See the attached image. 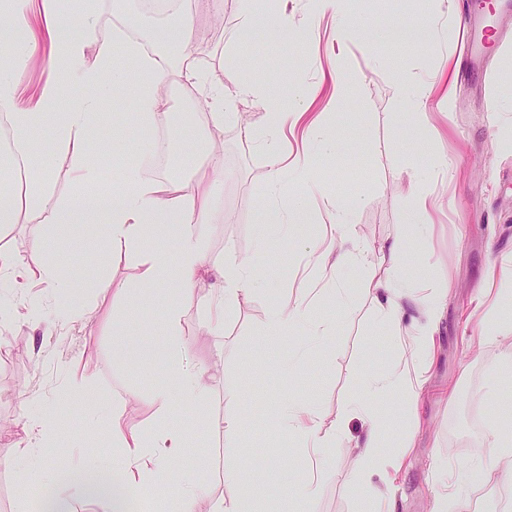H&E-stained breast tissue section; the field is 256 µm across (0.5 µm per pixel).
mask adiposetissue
Listing matches in <instances>:
<instances>
[{
	"mask_svg": "<svg viewBox=\"0 0 512 512\" xmlns=\"http://www.w3.org/2000/svg\"><path fill=\"white\" fill-rule=\"evenodd\" d=\"M75 12L83 20L81 26L70 27L67 12L61 0H0V113L6 115L14 133V148L10 161L16 167H30L34 158L44 150L65 156L72 179L89 185L100 177V170L87 162V156L99 149L95 129L101 120L99 104L110 86L135 82L132 107L144 124L165 122L168 111L156 93L165 82L168 62L166 50H176L184 62V75L195 81L196 71L191 63L198 34L191 15H183L172 26L157 30L151 47L123 36L117 39L101 37L95 21L97 0H73ZM46 36L50 48L61 56L63 67L34 94H26L22 79L30 70L38 52V36ZM95 49V62L86 59L88 49ZM81 86L83 94H72V86ZM206 102L208 125L212 132L224 128V108L229 101L253 96L263 99L267 112L263 129L253 131L268 154L270 164L269 186L280 191L284 170L278 135L282 128L299 120L305 104V94H298L290 109H283L278 97L268 95L264 86L253 79L238 81L234 89L205 87L200 91ZM216 185L212 182L185 181L167 183L142 180L138 169L127 171L121 184L114 187L109 198L89 197L86 204L55 195L48 178L32 180L28 185L26 202L16 196H0V224L19 223L21 215L36 213L39 221L33 230V244L43 247L59 230L76 224L96 222L104 225L113 244L138 245L149 228L172 227L180 243L176 264H169L163 252H144L145 282H153L159 274H167L179 289L197 288L204 272L215 265L207 250L205 224L215 215ZM405 237H394L388 247L391 261L386 276H379L377 265L363 254L343 248L327 246L319 249L316 257L322 267H341L355 262L366 268V285L373 290L379 316L390 325L400 343L420 364H427L432 348V330L441 315L445 289L434 288L419 293L409 274L403 273L398 258L404 250ZM218 266V265H215ZM223 283L211 293L214 309L213 326L224 325V308L240 298L253 294L258 286L250 265L228 262L218 266ZM414 301L422 311L426 323L411 333L401 327L399 312L404 301ZM167 345L163 359L173 368L185 396L194 401L204 400L206 387L202 371L196 361L190 342L181 333V314L178 306H170L165 316ZM497 345L503 361H512V324L504 322L496 304H489L481 314L477 333L469 340L470 351H480ZM424 374L408 375L395 369L388 372H365L359 391L350 397L345 409L335 422L324 424L318 412L296 404L283 407L281 423L284 432L300 435L304 448L313 461L334 452L346 431L350 417L363 423L359 452L352 466L359 477L363 492L385 497L386 491L371 481L372 475L385 469L381 454L384 430L374 407L388 396L418 398L423 390ZM112 443L123 453L124 485L100 487L96 478L108 475L103 466L83 464L74 468L58 469L47 480H38V487L54 492L64 482L76 493L75 499H55V512H75L74 501L88 505L106 506L108 512H120L125 485L149 484L162 487L172 477V463L183 446L180 430L160 423L149 432L126 430L120 413L112 415ZM512 465V436L503 434L494 421H487L484 444L456 485L452 496H440V504L455 500L459 512H464L471 492L484 482L490 468L499 464Z\"/></svg>",
	"mask_w": 512,
	"mask_h": 512,
	"instance_id": "1",
	"label": "adipose tissue"
}]
</instances>
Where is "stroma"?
Here are the masks:
<instances>
[{"label": "stroma", "instance_id": "35a3bbf8", "mask_svg": "<svg viewBox=\"0 0 512 512\" xmlns=\"http://www.w3.org/2000/svg\"><path fill=\"white\" fill-rule=\"evenodd\" d=\"M478 0H346V12L362 22L336 60V17L319 11L315 0H278L296 33L281 39L275 21L240 40L239 0L197 6L199 29L223 15L219 34L207 36L196 54L206 85L233 87L243 72L284 98L291 86L309 91L305 121L281 134L285 154L296 160L308 147V121L327 125L336 139V156L319 159L310 181L283 176V195H267L270 166L265 151L247 137L248 127L265 123L260 100H234L224 110L219 142L224 172L217 184L221 219L207 225L209 251L250 263L260 288L224 312L223 329H214L208 290L174 292L165 281L145 284L141 254L160 249L176 258L178 242L170 234H150L136 249L112 246L98 224L61 231L46 248L31 243V227L20 223L0 231V247L10 250L30 275L56 263L70 282L69 300L82 315L67 324L46 318L29 322L14 286L0 281V295L13 300L9 322L0 324V425L9 427L41 410L63 406V435L58 447L34 459L27 441L14 449L18 463L0 466V512H40L29 491L28 467L40 472L92 458L120 464L107 422L120 410L124 425L152 429L159 407L152 397L158 384L172 396L170 420L190 443L175 467L194 473L204 490L195 512H215L221 501L240 496L253 512H433L449 471L465 470L475 456L472 436L483 433L487 417L512 433V366L502 367L497 347L477 358L467 341L476 331L485 298L484 275L496 271L504 319L512 320V16L495 17L497 37L487 71H464L461 16ZM166 16L145 11L141 0H102L100 33L130 32L145 41L165 26ZM428 27L418 49L393 44L391 31ZM314 35L300 39L299 30ZM420 95L425 113L408 106ZM118 89L104 102V123L97 131L105 146L113 181L145 163L153 130L143 128ZM175 146L177 180L210 177V129L199 112L186 113L179 127L163 124ZM420 178L435 206L430 231L410 236L401 263L418 287L447 285L448 296L435 330V348L427 366V384L417 401L395 397L377 403L378 418L390 421L393 434L386 450L403 458L389 503L362 495L351 468L359 421L322 461V487L312 497L295 492L308 476L300 437L284 433L279 417L284 405L299 402L315 409L324 423L335 421L365 371L412 366L409 354L377 319L373 295L358 266L321 272L311 247L330 244L332 205L346 197L360 200L349 223L351 239L379 261L389 239L401 233L412 206L408 185ZM304 197L310 220L284 236L260 212L287 206L288 196ZM112 282L109 293L96 288L100 277ZM347 289L351 304L336 303V289ZM309 297L311 316L333 326L330 339L304 346L299 327L277 336L267 333L271 309L285 299ZM181 309V331L210 379L201 404L185 400L173 371L147 362L142 352L166 340L165 309ZM82 394L68 399L71 383ZM240 422L236 447L224 444V416ZM243 467L247 476L226 485V468Z\"/></svg>", "mask_w": 512, "mask_h": 512}]
</instances>
